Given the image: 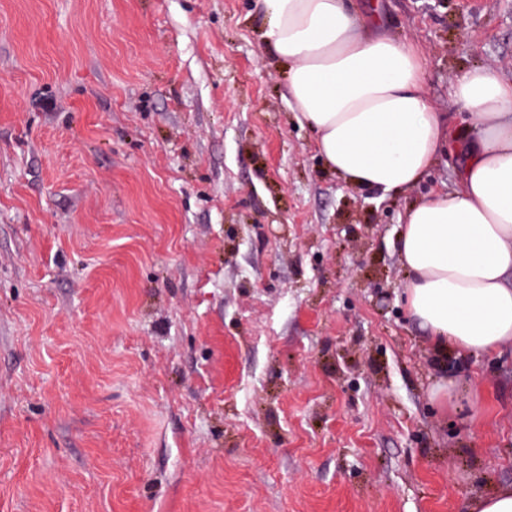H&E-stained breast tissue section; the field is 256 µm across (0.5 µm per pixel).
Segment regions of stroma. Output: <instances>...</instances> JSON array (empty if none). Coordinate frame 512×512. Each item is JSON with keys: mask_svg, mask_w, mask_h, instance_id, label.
<instances>
[{"mask_svg": "<svg viewBox=\"0 0 512 512\" xmlns=\"http://www.w3.org/2000/svg\"><path fill=\"white\" fill-rule=\"evenodd\" d=\"M427 94L512 81V0H380ZM254 0H0V512H466L512 485V345L435 354ZM457 409L431 406L439 381Z\"/></svg>", "mask_w": 512, "mask_h": 512, "instance_id": "stroma-1", "label": "stroma"}]
</instances>
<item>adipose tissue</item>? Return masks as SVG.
<instances>
[{
	"label": "adipose tissue",
	"mask_w": 512,
	"mask_h": 512,
	"mask_svg": "<svg viewBox=\"0 0 512 512\" xmlns=\"http://www.w3.org/2000/svg\"><path fill=\"white\" fill-rule=\"evenodd\" d=\"M256 6L264 45L288 69L291 109L349 184L406 189L445 150L460 152L457 189L413 205L401 226V300L435 350L466 357L512 342V82L489 68L452 76L469 113L454 133L427 97L421 55L380 32L378 0L363 9L353 0Z\"/></svg>",
	"instance_id": "ef3b65f1"
}]
</instances>
